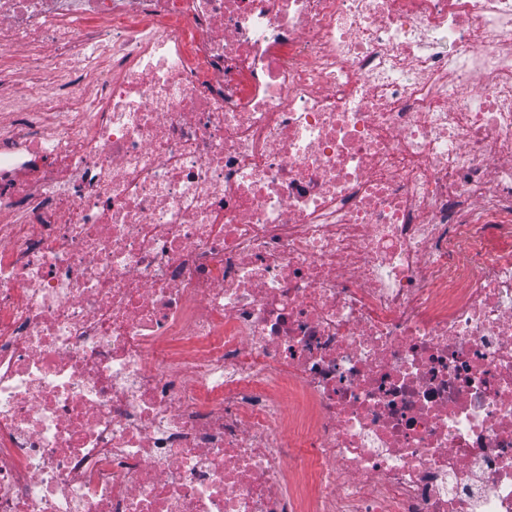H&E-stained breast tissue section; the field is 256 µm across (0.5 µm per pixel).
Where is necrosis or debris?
Here are the masks:
<instances>
[{
  "mask_svg": "<svg viewBox=\"0 0 512 512\" xmlns=\"http://www.w3.org/2000/svg\"><path fill=\"white\" fill-rule=\"evenodd\" d=\"M0 512H512V0H0Z\"/></svg>",
  "mask_w": 512,
  "mask_h": 512,
  "instance_id": "1",
  "label": "necrosis or debris"
}]
</instances>
